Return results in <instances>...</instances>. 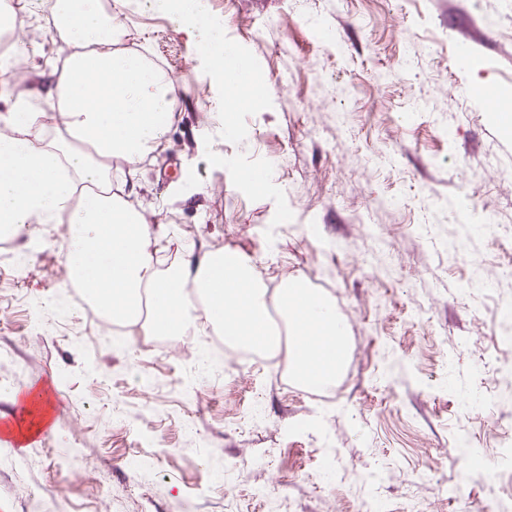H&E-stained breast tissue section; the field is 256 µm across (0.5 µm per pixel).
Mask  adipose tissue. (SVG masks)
<instances>
[{
	"instance_id": "ef3b65f1",
	"label": "adipose tissue",
	"mask_w": 512,
	"mask_h": 512,
	"mask_svg": "<svg viewBox=\"0 0 512 512\" xmlns=\"http://www.w3.org/2000/svg\"><path fill=\"white\" fill-rule=\"evenodd\" d=\"M178 29L198 33L210 62L223 71L224 22L207 0H146ZM54 26L68 55L51 75L48 109L17 93L0 132V237H19L34 225L66 222L71 275L113 319L132 321L149 310V331L188 335L198 323L242 345L277 349L271 323L276 306L289 330L300 382L330 383L347 359L342 323L327 300L292 279L268 295L252 259L230 251L181 257L166 272L155 267L156 242L145 217L112 191V163L136 164L159 148L180 94L165 72L139 57L109 50L122 14L99 0H55ZM59 135L46 139L47 121Z\"/></svg>"
}]
</instances>
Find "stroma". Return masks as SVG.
<instances>
[{
	"label": "stroma",
	"instance_id": "1",
	"mask_svg": "<svg viewBox=\"0 0 512 512\" xmlns=\"http://www.w3.org/2000/svg\"><path fill=\"white\" fill-rule=\"evenodd\" d=\"M15 91L46 108L64 53L28 0ZM224 40L267 81L246 107L199 41L126 13L122 47L157 54L182 97L168 140L112 173L160 263L178 244L250 256L334 305L348 361L317 400L261 366L197 368L189 341L111 345L75 298L69 229L42 228L24 273L0 259V512H512V0H212ZM332 30L330 40L318 35ZM478 96L465 94V87ZM266 167L253 188L232 168ZM467 193L471 206L455 211ZM86 462L74 464L73 449ZM480 452L492 474L465 472Z\"/></svg>",
	"mask_w": 512,
	"mask_h": 512
}]
</instances>
